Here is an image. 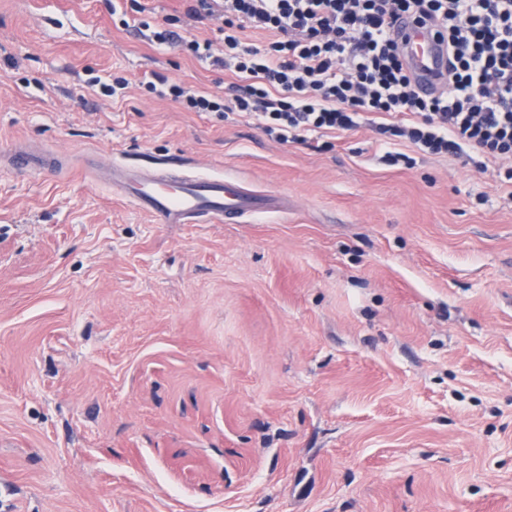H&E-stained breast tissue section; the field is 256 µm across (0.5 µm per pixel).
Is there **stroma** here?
<instances>
[{
	"label": "stroma",
	"instance_id": "obj_1",
	"mask_svg": "<svg viewBox=\"0 0 512 512\" xmlns=\"http://www.w3.org/2000/svg\"><path fill=\"white\" fill-rule=\"evenodd\" d=\"M128 9L0 0V151L63 161L0 166V512H512V191L150 94L238 80ZM87 157L293 208L162 228ZM8 165L17 174L31 175L56 168V155L44 154L23 146H15L5 155Z\"/></svg>",
	"mask_w": 512,
	"mask_h": 512
}]
</instances>
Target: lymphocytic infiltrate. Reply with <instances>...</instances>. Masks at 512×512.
<instances>
[{
	"mask_svg": "<svg viewBox=\"0 0 512 512\" xmlns=\"http://www.w3.org/2000/svg\"><path fill=\"white\" fill-rule=\"evenodd\" d=\"M186 14L216 23L222 55L212 40L141 27L238 77L233 103L163 78L145 82L148 92L196 112L258 117L281 142L372 125L387 165H412L415 151L450 154L512 185V0H192ZM405 15L447 37L448 78L427 96L395 37ZM250 29L274 38L249 45Z\"/></svg>",
	"mask_w": 512,
	"mask_h": 512,
	"instance_id": "obj_1",
	"label": "lymphocytic infiltrate"
}]
</instances>
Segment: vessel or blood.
Wrapping results in <instances>:
<instances>
[{
	"instance_id": "obj_1",
	"label": "vessel or blood",
	"mask_w": 512,
	"mask_h": 512,
	"mask_svg": "<svg viewBox=\"0 0 512 512\" xmlns=\"http://www.w3.org/2000/svg\"><path fill=\"white\" fill-rule=\"evenodd\" d=\"M398 38L418 90H437L447 75L448 51L434 27L406 17L399 24ZM6 160L15 173L24 175L50 171L57 165L56 156L23 146L8 151ZM107 175L124 199L150 214L158 224H241L288 209L281 193L253 190L227 175L198 176L125 167L108 168Z\"/></svg>"
}]
</instances>
